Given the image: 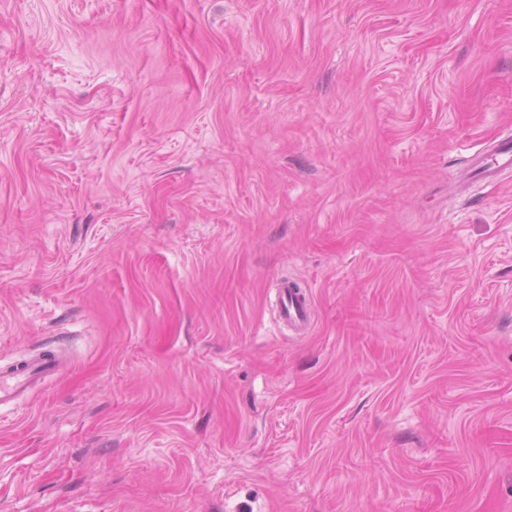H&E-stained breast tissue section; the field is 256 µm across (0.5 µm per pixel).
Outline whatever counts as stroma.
I'll use <instances>...</instances> for the list:
<instances>
[{"label":"stroma","instance_id":"obj_1","mask_svg":"<svg viewBox=\"0 0 512 512\" xmlns=\"http://www.w3.org/2000/svg\"><path fill=\"white\" fill-rule=\"evenodd\" d=\"M504 140L512 0H0V512H512ZM279 288L278 321L298 334L311 326V303L307 294L293 282L281 280ZM55 368V361L49 357H37L10 375L0 376V402L16 396L27 384Z\"/></svg>","mask_w":512,"mask_h":512}]
</instances>
